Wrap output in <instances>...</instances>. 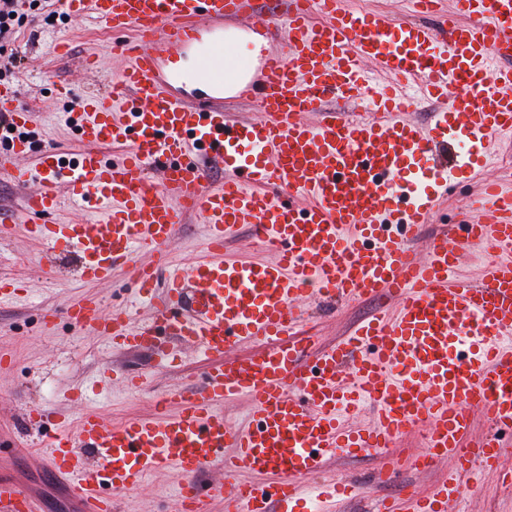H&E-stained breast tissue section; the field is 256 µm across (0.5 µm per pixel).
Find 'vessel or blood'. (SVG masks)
<instances>
[{"label": "vessel or blood", "instance_id": "vessel-or-blood-1", "mask_svg": "<svg viewBox=\"0 0 512 512\" xmlns=\"http://www.w3.org/2000/svg\"><path fill=\"white\" fill-rule=\"evenodd\" d=\"M440 2L412 0L434 19L422 25L353 12L343 0H288L284 14L263 21L280 31L283 50L269 51L258 76L244 80L225 54L224 20L250 0H62L68 14L93 13L133 38L116 47L125 64L108 90L65 115L82 145L74 166L52 149L36 171L22 168L29 143L21 139L0 152V175L24 189L19 211L0 209V237L24 221L50 244L41 265L53 266L56 250L72 252L90 280L132 267L151 309L135 324L129 311L90 300L50 310L49 319L90 328L126 351L164 360L180 343L208 361L173 415L162 399L154 420L112 424L86 409L71 429L53 410L31 412L47 468L68 479L83 512H112L147 474L167 469L176 474L172 512H210L216 497L224 512H293L310 496L347 500L352 483L313 488L308 478L335 453L376 451L420 426L422 450L384 457L375 482L390 483L406 461L425 471L450 457L455 471L427 493L410 488L403 503L383 501L379 512H448L471 477L512 485V470L501 467L502 435L512 432V192L485 181L486 218L459 236L434 235L423 257L415 245L437 200L423 192L400 206L404 168L416 156L429 165L415 182L445 184L482 167L448 162V148L479 151L487 136L512 132V0H455L464 24L440 14ZM169 50L188 53L189 68H164ZM176 84L206 97H176ZM414 84L448 101L433 129L408 119ZM228 85L261 119H230ZM331 95L350 111L328 108ZM13 97V88L0 89V112L27 129L34 114L12 106ZM243 144L252 161L224 173ZM106 145L121 148L120 159L104 160ZM64 186L103 223L50 222ZM290 197L303 207L287 205ZM192 214L209 226L205 253L187 275L161 279L174 228ZM243 224L273 261L225 262L224 243ZM475 244L490 255L481 284L454 280ZM375 296L394 300V311L314 350L303 301ZM246 340L256 349L242 360L234 352ZM238 398L252 405L245 427L218 408ZM366 406L372 423L350 426ZM476 406L491 432L472 444ZM215 466L223 477L201 489L200 476ZM0 512L37 507L22 486L2 480Z\"/></svg>", "mask_w": 512, "mask_h": 512}]
</instances>
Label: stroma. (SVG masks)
Masks as SVG:
<instances>
[{
  "label": "stroma",
  "instance_id": "1",
  "mask_svg": "<svg viewBox=\"0 0 512 512\" xmlns=\"http://www.w3.org/2000/svg\"><path fill=\"white\" fill-rule=\"evenodd\" d=\"M43 0L26 10L19 38L13 44L20 64L9 79L17 90L16 103L35 113V135L24 157L27 168H35L48 149L73 157L80 150L76 133L64 121L71 103L107 89L110 78L123 65L113 50L115 37L94 14L50 18ZM66 43L57 53L58 43ZM98 57L101 67L86 72V55ZM68 83L70 102L58 99L55 85ZM477 181L449 184L427 227L435 233L441 226L467 223L473 216L470 203L480 193ZM207 226L201 217H186L176 225L168 250L183 266L202 254ZM46 245L30 235L26 225H14L11 235L0 239V281L20 279L14 295L0 298V480L9 478L24 486L36 499L39 512H80L81 502L73 496L66 478L43 467L30 454L39 429L29 419L32 409L51 408L77 419L86 408L98 410L106 420L120 423L131 418H150L160 396H168L170 412H177L181 397L197 385L207 365L205 357L183 345H174L176 358L162 364L144 353L113 348L105 336L59 319L44 323L43 312L88 299L100 300L105 308L124 309L136 293L133 276L116 270L107 282L80 278L77 260L58 252L53 268L40 266L37 257ZM306 312L317 327L316 347H324L347 335L363 318L379 310L371 301L343 302L328 306L306 303ZM111 365L144 373L138 393L119 385H104L103 366ZM380 457L366 452L359 457L338 456L328 461L326 475L339 480L368 484V493L338 505V512H377L382 499L401 495L410 485L419 492L430 491L454 471L453 459L438 462L426 471L403 466L398 482L377 485L372 474ZM175 475L170 471L151 474L135 494L120 497L116 512H170L175 493ZM450 512H512V488L488 482L466 487L449 505Z\"/></svg>",
  "mask_w": 512,
  "mask_h": 512
}]
</instances>
